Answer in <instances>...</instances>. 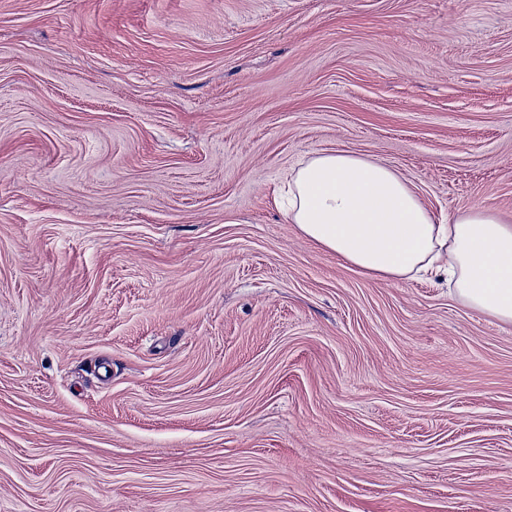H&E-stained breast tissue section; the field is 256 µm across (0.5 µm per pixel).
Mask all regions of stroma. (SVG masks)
<instances>
[{
	"label": "stroma",
	"instance_id": "stroma-1",
	"mask_svg": "<svg viewBox=\"0 0 512 512\" xmlns=\"http://www.w3.org/2000/svg\"><path fill=\"white\" fill-rule=\"evenodd\" d=\"M338 149L512 216V0H0V512H512V325L289 224Z\"/></svg>",
	"mask_w": 512,
	"mask_h": 512
}]
</instances>
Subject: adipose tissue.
Segmentation results:
<instances>
[{"label":"adipose tissue","instance_id":"adipose-tissue-1","mask_svg":"<svg viewBox=\"0 0 512 512\" xmlns=\"http://www.w3.org/2000/svg\"><path fill=\"white\" fill-rule=\"evenodd\" d=\"M287 185L289 223L352 269L442 279L468 308L512 325V220L478 204L436 222L397 171L349 150L305 158Z\"/></svg>","mask_w":512,"mask_h":512}]
</instances>
